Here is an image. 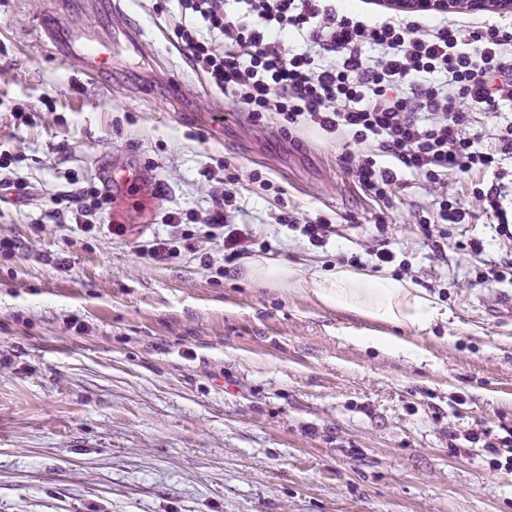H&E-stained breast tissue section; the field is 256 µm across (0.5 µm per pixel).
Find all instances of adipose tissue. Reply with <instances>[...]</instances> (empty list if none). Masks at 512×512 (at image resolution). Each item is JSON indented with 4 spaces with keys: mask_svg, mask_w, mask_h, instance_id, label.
<instances>
[{
    "mask_svg": "<svg viewBox=\"0 0 512 512\" xmlns=\"http://www.w3.org/2000/svg\"><path fill=\"white\" fill-rule=\"evenodd\" d=\"M244 274L255 282H272L289 290L310 292L326 307L351 311L376 322L422 330L442 316L435 297L410 281L388 274L338 266L328 272L306 275L295 267L262 257L248 259Z\"/></svg>",
    "mask_w": 512,
    "mask_h": 512,
    "instance_id": "adipose-tissue-1",
    "label": "adipose tissue"
}]
</instances>
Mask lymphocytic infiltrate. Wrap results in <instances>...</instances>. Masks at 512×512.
I'll use <instances>...</instances> for the list:
<instances>
[{
  "mask_svg": "<svg viewBox=\"0 0 512 512\" xmlns=\"http://www.w3.org/2000/svg\"><path fill=\"white\" fill-rule=\"evenodd\" d=\"M176 34L193 67L212 89L262 118L280 117L285 133L316 127L345 135L351 147L340 156L366 191L387 198L408 171L440 188L449 174L469 175L494 167L470 119L471 111H498L512 102V25L467 30L443 14L399 15L379 21L336 10V0H178ZM222 36L216 48L214 36ZM375 143L393 166H377L363 152ZM214 196L199 227L223 242L224 260L250 253L251 233L230 223L228 208L238 175ZM113 198L88 186L54 198L56 212L83 233L99 232L100 214ZM193 213L167 211L165 237L138 240L143 258L166 262L188 248L185 222ZM123 236L126 227H105Z\"/></svg>",
  "mask_w": 512,
  "mask_h": 512,
  "instance_id": "obj_1",
  "label": "lymphocytic infiltrate"
}]
</instances>
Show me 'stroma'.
Instances as JSON below:
<instances>
[{"mask_svg": "<svg viewBox=\"0 0 512 512\" xmlns=\"http://www.w3.org/2000/svg\"><path fill=\"white\" fill-rule=\"evenodd\" d=\"M53 15L111 52V83L57 55L41 27ZM179 18L177 0H118L112 18L83 0H0V151L29 186L0 197V235L20 246L0 254V512H512V472L465 450L473 430L512 433V316L485 307L512 295L491 275L512 241L474 195L496 171L449 176V201L474 217L428 244L435 188L407 174L382 201L341 166L343 141L236 110L192 68ZM472 121L512 172V104ZM104 161L153 173L115 200L120 238L51 214ZM225 161L253 255L326 272L381 243L387 271L447 318L385 325L253 283L200 234L171 261L140 257L138 237L170 232L153 214L204 218L221 190L207 172ZM287 214L335 231L312 245ZM373 332L398 346L364 344Z\"/></svg>", "mask_w": 512, "mask_h": 512, "instance_id": "stroma-1", "label": "stroma"}]
</instances>
